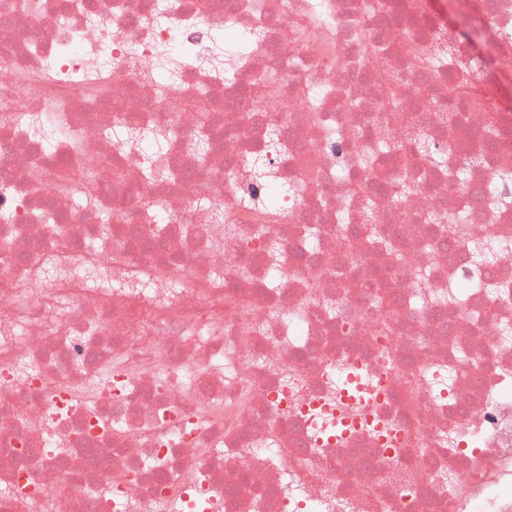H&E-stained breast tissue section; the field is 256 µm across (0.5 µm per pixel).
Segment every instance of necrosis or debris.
<instances>
[{"instance_id": "necrosis-or-debris-1", "label": "necrosis or debris", "mask_w": 512, "mask_h": 512, "mask_svg": "<svg viewBox=\"0 0 512 512\" xmlns=\"http://www.w3.org/2000/svg\"><path fill=\"white\" fill-rule=\"evenodd\" d=\"M383 2L0 0V512H512V112ZM414 148L425 158L428 165L435 169L448 167V157L437 150L428 137L417 134L414 138Z\"/></svg>"}]
</instances>
